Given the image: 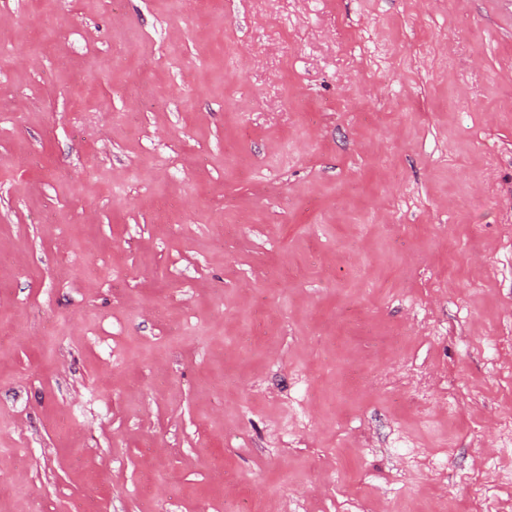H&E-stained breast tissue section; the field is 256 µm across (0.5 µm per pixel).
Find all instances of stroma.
Wrapping results in <instances>:
<instances>
[{"instance_id":"1","label":"stroma","mask_w":512,"mask_h":512,"mask_svg":"<svg viewBox=\"0 0 512 512\" xmlns=\"http://www.w3.org/2000/svg\"><path fill=\"white\" fill-rule=\"evenodd\" d=\"M512 512L503 0H0V512Z\"/></svg>"}]
</instances>
